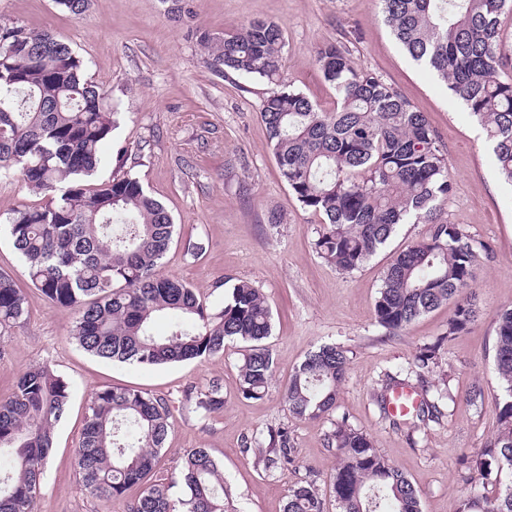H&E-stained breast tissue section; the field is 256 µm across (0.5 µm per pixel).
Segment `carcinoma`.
Instances as JSON below:
<instances>
[{"label":"carcinoma","mask_w":512,"mask_h":512,"mask_svg":"<svg viewBox=\"0 0 512 512\" xmlns=\"http://www.w3.org/2000/svg\"><path fill=\"white\" fill-rule=\"evenodd\" d=\"M385 23L415 61L431 70L462 100L492 146L502 180L512 186V52L504 50L501 16L512 0H380ZM207 64L231 78L270 84L260 104L267 143L303 207L318 214L317 255L343 274L367 263L404 224L428 231L383 272L374 318L392 335L422 315L454 302L445 336L419 347L407 367L387 371L376 402L384 418L403 421L386 408L389 390L422 381L438 364L444 342L463 334L482 307L472 269L490 245L461 224L441 219L452 192L442 147L424 113L394 87L359 67L338 43L321 48L316 63L334 89L336 107L325 112L281 78L284 47L278 25L251 21L230 35L202 32ZM106 91L84 75L71 47L49 29L0 22V177L17 175L47 196L9 220L13 247L31 282L54 304L75 311L72 336L90 354L122 363L162 366L224 353L246 344L239 366V394L260 399L275 375L266 343L272 313L250 283L231 288L217 313L181 279L161 272L175 224L166 207L131 175L86 184L101 162V145L116 127L105 108ZM24 314L14 281L0 275V327ZM170 321L160 333L155 322ZM494 352L501 388L494 437L465 457L469 491L457 512H512V483L487 496L477 485L512 477V308L497 313ZM349 370L341 346L322 345L296 368L285 389L288 411L318 419L336 408ZM196 411L224 406L221 388L188 390ZM70 399L68 385L39 364L0 401V512H34L55 429ZM449 388L422 386L415 410L420 422L436 421ZM171 414L166 400L126 388L97 391L88 405L77 475L89 494L122 497L140 488L130 512H234L231 487L205 448L187 452L180 480L156 476ZM266 467L296 466L288 428L268 431ZM327 446L338 459L330 477L338 512H422L410 479L348 420L336 423ZM182 487L183 495L173 489ZM283 512H325L315 481L288 490Z\"/></svg>","instance_id":"obj_1"}]
</instances>
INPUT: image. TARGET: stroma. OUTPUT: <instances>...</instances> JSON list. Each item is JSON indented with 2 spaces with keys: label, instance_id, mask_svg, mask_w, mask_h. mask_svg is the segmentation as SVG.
Instances as JSON below:
<instances>
[{
  "label": "stroma",
  "instance_id": "stroma-1",
  "mask_svg": "<svg viewBox=\"0 0 512 512\" xmlns=\"http://www.w3.org/2000/svg\"><path fill=\"white\" fill-rule=\"evenodd\" d=\"M192 12L179 20L172 0H90L78 17L55 0H0V20L50 27L81 58L86 76L105 86L118 125L102 147L103 162L91 183L135 174L171 213L176 234L162 268L200 290L211 309L224 305L217 280L251 283L273 314L268 340L276 358L275 381L257 400L239 395L243 346L227 344L223 354L183 363L144 367L95 357L71 338L75 314L49 301L28 277L25 262L2 232L12 212L44 203L17 179H0V273L9 275L25 298V313L0 328V399L35 365L49 364L71 388L67 410L56 428L54 450L35 512H129L135 492L122 498L94 497L75 472L76 448L91 397L105 387L139 390L167 401L171 429L159 465L162 476L177 475L183 454L208 449L231 486L238 512H282L288 489L316 479L329 493L336 465L325 436L348 420L366 433L417 487L422 512H454L464 487L460 461L483 447L496 430L498 376L493 353L494 316L512 306V187L497 172L482 129L459 99L396 43L380 14L379 0H185ZM253 20L274 22L285 46L282 73L287 85L323 110L336 96L315 56L341 43L352 60L391 84L424 112L443 148L453 191L442 211L488 242L490 251L473 271L482 314L440 351L434 381L448 372L455 401L436 422L393 427L373 393L380 376L411 362L420 346L440 339L450 306L390 335L374 320V305L386 266L421 239L426 225L406 224L361 269L343 274L321 258L313 242L320 218L303 208L281 178L260 118L266 82L213 72L197 43V31L231 33ZM281 223H268L270 212ZM323 343L344 347L349 372L335 411L322 419L292 417L284 389L304 356ZM485 388L481 409L465 394ZM220 384L223 408L209 416L195 412L184 392ZM287 427L296 466L271 471L252 436Z\"/></svg>",
  "mask_w": 512,
  "mask_h": 512
}]
</instances>
